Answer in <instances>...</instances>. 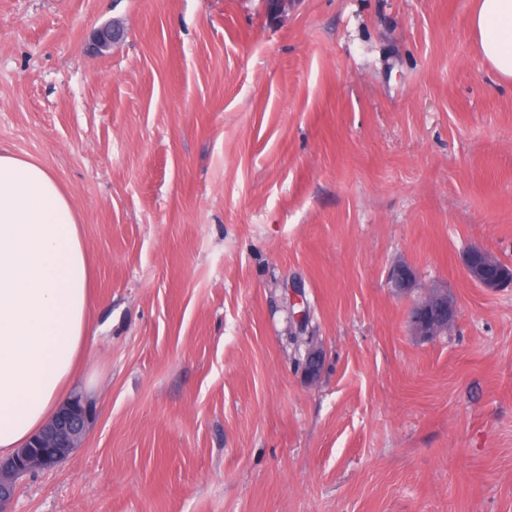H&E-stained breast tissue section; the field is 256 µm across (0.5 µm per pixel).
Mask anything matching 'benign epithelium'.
<instances>
[{"label":"benign epithelium","instance_id":"7a95c632","mask_svg":"<svg viewBox=\"0 0 512 512\" xmlns=\"http://www.w3.org/2000/svg\"><path fill=\"white\" fill-rule=\"evenodd\" d=\"M466 275L479 287L496 290L512 282V268L499 263L485 248L474 246L463 260ZM393 288L408 292L414 278L405 266L399 265L391 273ZM456 308L448 300V293L434 294L428 290L417 299L409 310V323L418 336H434L448 330L455 321ZM323 350L310 344L306 347L305 360L299 362L307 374L322 368ZM91 411L82 403L62 407L54 419L33 437L30 447L35 452L20 448L11 457L0 459V512H10L18 480L38 469L58 465L68 459L85 435Z\"/></svg>","mask_w":512,"mask_h":512}]
</instances>
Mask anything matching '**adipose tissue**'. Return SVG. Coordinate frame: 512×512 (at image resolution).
Instances as JSON below:
<instances>
[{"instance_id":"adipose-tissue-1","label":"adipose tissue","mask_w":512,"mask_h":512,"mask_svg":"<svg viewBox=\"0 0 512 512\" xmlns=\"http://www.w3.org/2000/svg\"><path fill=\"white\" fill-rule=\"evenodd\" d=\"M481 58L512 83V0H476ZM75 207L41 163L0 150V457L26 446L78 381L96 301Z\"/></svg>"}]
</instances>
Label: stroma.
<instances>
[{
    "label": "stroma",
    "mask_w": 512,
    "mask_h": 512,
    "mask_svg": "<svg viewBox=\"0 0 512 512\" xmlns=\"http://www.w3.org/2000/svg\"><path fill=\"white\" fill-rule=\"evenodd\" d=\"M473 5L0 0V149L57 177L98 300L92 424L12 512H512V285L462 264L512 265V84ZM475 256L483 257L484 267H475L472 264L471 258ZM499 261L485 248L474 246L466 253L463 267L466 275L475 284L486 290L493 291L512 282L511 267L509 265H501ZM430 289L417 299L409 310V323L418 336H436L446 332L455 321L456 308L448 293Z\"/></svg>",
    "instance_id": "stroma-1"
}]
</instances>
